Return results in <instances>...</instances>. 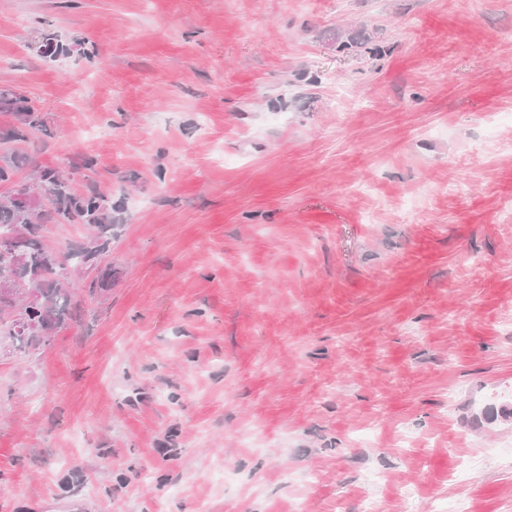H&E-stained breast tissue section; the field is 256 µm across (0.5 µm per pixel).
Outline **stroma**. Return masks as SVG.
I'll return each instance as SVG.
<instances>
[{
  "instance_id": "obj_1",
  "label": "stroma",
  "mask_w": 512,
  "mask_h": 512,
  "mask_svg": "<svg viewBox=\"0 0 512 512\" xmlns=\"http://www.w3.org/2000/svg\"><path fill=\"white\" fill-rule=\"evenodd\" d=\"M6 88L115 229L0 351V512L512 505V432L454 423L512 396V0H0Z\"/></svg>"
}]
</instances>
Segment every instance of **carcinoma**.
<instances>
[{
  "label": "carcinoma",
  "instance_id": "obj_1",
  "mask_svg": "<svg viewBox=\"0 0 512 512\" xmlns=\"http://www.w3.org/2000/svg\"><path fill=\"white\" fill-rule=\"evenodd\" d=\"M0 112L17 115L18 125L6 133L13 142L26 141L42 126L36 109L9 89H0ZM21 163L19 152L0 156V185L10 187L8 197L0 200V234L15 237L17 243L16 252H0V275L16 277L12 294L0 293V325L16 351L51 344L70 317L74 300L70 278L95 264L108 244L97 238L58 251L44 241L46 223L84 224L100 233L112 229V202L106 195L94 187L74 192L70 178L55 168L35 169L22 178Z\"/></svg>",
  "mask_w": 512,
  "mask_h": 512
}]
</instances>
